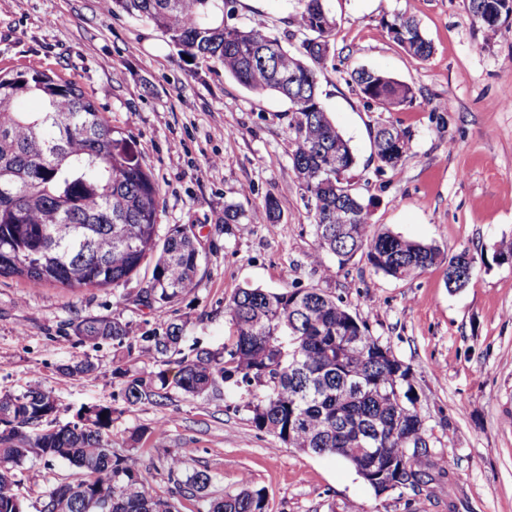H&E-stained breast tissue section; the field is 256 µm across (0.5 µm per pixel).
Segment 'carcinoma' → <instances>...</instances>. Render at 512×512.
Listing matches in <instances>:
<instances>
[{
    "label": "carcinoma",
    "mask_w": 512,
    "mask_h": 512,
    "mask_svg": "<svg viewBox=\"0 0 512 512\" xmlns=\"http://www.w3.org/2000/svg\"><path fill=\"white\" fill-rule=\"evenodd\" d=\"M218 0H112L115 7L153 23L183 55L214 60L224 73L255 92L288 100L292 170L314 201L315 260L334 257L343 266L357 254L375 270L408 279L434 265L457 268L466 252L445 255L432 244L405 239L368 222V205L349 179L356 165L349 141L330 120L318 89V72L330 57L336 22L326 0H302L305 35L300 56L280 40L254 29L217 24ZM475 23L493 36L512 18V0H469ZM394 42L418 60L433 46L419 23L397 14L386 23ZM352 83L368 101L388 111L409 102L411 87L388 73L360 69ZM26 97L42 110L26 112ZM408 144L405 131L379 126L373 137L378 168L395 170ZM159 187L135 142L112 127L93 96L72 79L36 69L0 74V274L23 278L32 288L70 290L117 287L149 264L141 304L169 303L198 285L201 254L191 228H176L159 241ZM234 334L220 352L180 348L183 327L169 323L133 336L129 323L85 316L72 323L76 343L112 344L138 360L174 363L144 376L117 368L123 400L157 405L173 388L191 398L219 391L253 394L246 407L253 426L284 445L348 462L367 448L376 469L407 465L403 488H417L441 465L419 415L410 367L370 334L342 301L319 288L278 291L239 288L225 305ZM99 365L87 357L62 368L93 379ZM263 388L262 395L253 389ZM53 391L38 385L0 394V512H26L24 485L45 481L24 467L31 458L47 468L67 461L70 480L49 486L35 512H180L181 500L196 512H266L262 491L244 486L233 494L209 492L205 470L189 473L183 456L164 451L167 488L146 485L140 459L112 450V408H81L77 420L55 426Z\"/></svg>",
    "instance_id": "carcinoma-1"
}]
</instances>
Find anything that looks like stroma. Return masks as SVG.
I'll return each instance as SVG.
<instances>
[{
  "label": "stroma",
  "instance_id": "35a3bbf8",
  "mask_svg": "<svg viewBox=\"0 0 512 512\" xmlns=\"http://www.w3.org/2000/svg\"><path fill=\"white\" fill-rule=\"evenodd\" d=\"M336 19L331 57L318 74L320 99L357 158L351 176L370 224L478 258L468 287L450 291L443 267L398 280L364 257L325 273L308 195L292 171L288 101L256 93L218 63L185 60L152 23L113 9L112 0H0V72L38 69L77 81L112 125L134 139L160 187V236L193 226L202 255L197 288L180 299L117 307L136 294L143 267L118 290L32 288L0 276V393L41 383L58 400L57 424L77 410L109 406L112 446L136 450L148 486L167 483L158 452L178 450L187 470H208L212 488L242 481L262 490L267 512H512V19L494 36L473 22L468 0H329ZM300 0H231L226 25L259 30L301 47ZM420 23L433 52L412 58L385 27L395 14ZM369 68L409 84L411 104L383 110L349 82ZM408 132L397 170H379L372 131ZM275 197L281 222L261 215ZM240 205L242 224L224 221ZM318 288L343 301L408 365L430 445L448 462L424 484L379 495L347 462L286 447L256 430L245 407L217 396L172 392L159 405L120 398L121 366L111 345L66 338L79 316H115L133 333L177 323L185 345L222 349L231 332L224 306L244 286ZM90 357L96 378H68L61 366Z\"/></svg>",
  "mask_w": 512,
  "mask_h": 512
}]
</instances>
